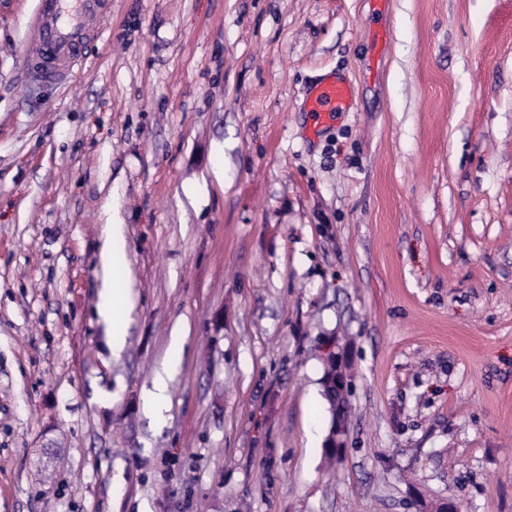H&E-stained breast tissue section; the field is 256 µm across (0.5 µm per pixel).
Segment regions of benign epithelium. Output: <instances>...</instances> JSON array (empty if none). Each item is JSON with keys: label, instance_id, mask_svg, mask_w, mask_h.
<instances>
[{"label": "benign epithelium", "instance_id": "obj_1", "mask_svg": "<svg viewBox=\"0 0 512 512\" xmlns=\"http://www.w3.org/2000/svg\"><path fill=\"white\" fill-rule=\"evenodd\" d=\"M325 356L332 357L334 372L323 380L325 395L335 410L329 433L325 439L324 449L330 455L346 457L348 449V429L346 413L352 378L346 369L348 362L346 347L338 341H331L323 346Z\"/></svg>", "mask_w": 512, "mask_h": 512}]
</instances>
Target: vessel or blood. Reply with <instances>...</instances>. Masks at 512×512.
Returning a JSON list of instances; mask_svg holds the SVG:
<instances>
[{
    "label": "vessel or blood",
    "mask_w": 512,
    "mask_h": 512,
    "mask_svg": "<svg viewBox=\"0 0 512 512\" xmlns=\"http://www.w3.org/2000/svg\"><path fill=\"white\" fill-rule=\"evenodd\" d=\"M112 0H39L30 21V74L37 80L68 81L85 42L95 33ZM351 85L341 78L327 80L309 94L308 108L316 124L352 111Z\"/></svg>",
    "instance_id": "1"
}]
</instances>
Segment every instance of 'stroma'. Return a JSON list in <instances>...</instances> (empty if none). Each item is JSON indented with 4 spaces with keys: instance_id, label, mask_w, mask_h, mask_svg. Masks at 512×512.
Instances as JSON below:
<instances>
[{
    "instance_id": "1",
    "label": "stroma",
    "mask_w": 512,
    "mask_h": 512,
    "mask_svg": "<svg viewBox=\"0 0 512 512\" xmlns=\"http://www.w3.org/2000/svg\"><path fill=\"white\" fill-rule=\"evenodd\" d=\"M36 7L0 0V512H512V0H112L63 84ZM354 95L351 85L342 78L327 80L309 94L308 108L317 126L334 119L339 113L353 110ZM124 252V229L119 223L106 224L104 243L100 252V265L104 277V287L101 288L97 303V315L104 322L112 324V352L118 353L124 346V334L113 329L114 324L123 319L121 308L122 300L125 302V288L116 287L114 267L116 260ZM325 357L332 356L334 372L323 380L325 395L335 410L329 433L325 439L324 449L327 454L345 458L348 449V429L346 413L352 378L345 365L348 362L347 350L338 340L323 346ZM168 375L169 369H164L163 372L158 373L153 382V388L149 394L150 407L157 414H160L166 406Z\"/></svg>"
}]
</instances>
